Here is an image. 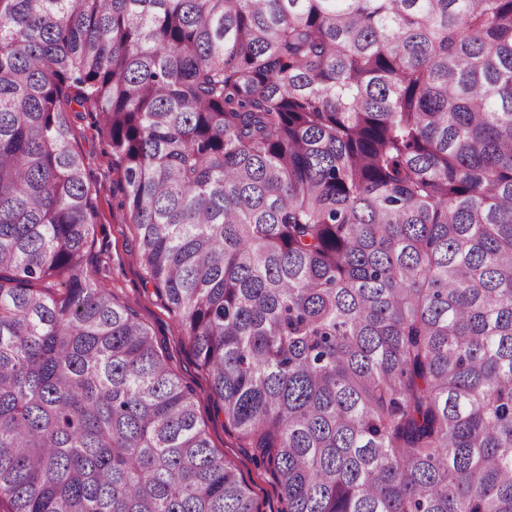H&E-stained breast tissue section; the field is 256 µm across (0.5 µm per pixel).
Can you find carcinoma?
<instances>
[{"label": "carcinoma", "instance_id": "cac0c4a2", "mask_svg": "<svg viewBox=\"0 0 512 512\" xmlns=\"http://www.w3.org/2000/svg\"><path fill=\"white\" fill-rule=\"evenodd\" d=\"M83 112L285 512H512V0H0L7 512H259L92 279Z\"/></svg>", "mask_w": 512, "mask_h": 512}]
</instances>
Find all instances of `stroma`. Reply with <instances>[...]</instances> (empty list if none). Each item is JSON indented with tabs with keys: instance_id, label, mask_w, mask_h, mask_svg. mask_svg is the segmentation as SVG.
<instances>
[{
	"instance_id": "1",
	"label": "stroma",
	"mask_w": 512,
	"mask_h": 512,
	"mask_svg": "<svg viewBox=\"0 0 512 512\" xmlns=\"http://www.w3.org/2000/svg\"><path fill=\"white\" fill-rule=\"evenodd\" d=\"M75 135L92 172L91 187L97 193L99 222L91 249L96 280L132 305L140 320L156 336L174 373L196 390L199 415L212 446L238 466L256 495L260 512H281V496L267 464L255 456L246 441L225 427L224 417L218 414L210 395L206 375L199 368L189 343L182 338L164 297L147 280L136 229L120 205L112 153L100 137L98 123L90 117L77 121Z\"/></svg>"
}]
</instances>
